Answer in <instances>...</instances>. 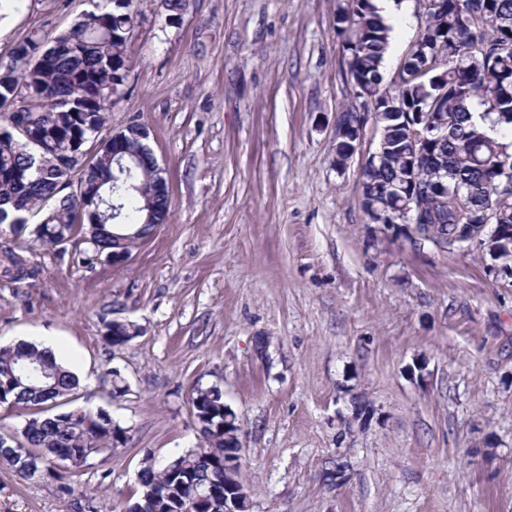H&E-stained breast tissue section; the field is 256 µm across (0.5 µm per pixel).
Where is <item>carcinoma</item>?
<instances>
[{"instance_id": "cac0c4a2", "label": "carcinoma", "mask_w": 512, "mask_h": 512, "mask_svg": "<svg viewBox=\"0 0 512 512\" xmlns=\"http://www.w3.org/2000/svg\"><path fill=\"white\" fill-rule=\"evenodd\" d=\"M418 2L423 24L399 64L401 83L389 89L381 88V68L392 26L373 0H349L336 15L346 72L366 81L385 128L380 160L363 168L361 185L394 214L396 187L418 176L425 212L440 214L446 224H483L490 214L505 234L480 252L512 262V188L501 182L498 169L501 160L512 158V0H439L436 8L429 0ZM132 4L97 0L94 21L79 20L46 43L30 39L15 46L23 58L51 53L48 68L0 75V224L24 228L39 218L32 231L36 240L88 269L112 254V226L92 232L78 223L77 205L62 187L67 172L36 167V156L44 149L70 154L90 130L104 125L126 82L121 71ZM42 97L55 99L56 111H34ZM417 112L441 132L421 146L405 132ZM155 191L150 172L131 171L119 189L124 233L148 234L144 203ZM79 234L87 247L67 251ZM24 252L16 244L0 249L3 272L21 280L35 275L37 267ZM103 327L111 346L135 338L128 328L112 331L110 320ZM22 365L42 366L50 377L20 383ZM79 389L78 376L51 351L27 342L0 345V406L28 414L21 441L0 434V461L24 476L45 472L70 491L68 468L125 443L126 429L105 411L66 408ZM191 403L195 415L207 417L203 446L163 464L145 458L139 491L129 504L133 512H215L216 501L224 499V453L234 451L224 440V397L197 383Z\"/></svg>"}]
</instances>
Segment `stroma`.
<instances>
[{"label":"stroma","instance_id":"35a3bbf8","mask_svg":"<svg viewBox=\"0 0 512 512\" xmlns=\"http://www.w3.org/2000/svg\"><path fill=\"white\" fill-rule=\"evenodd\" d=\"M345 0H134L127 81L104 135L136 121L166 170L169 220L122 267L71 265L30 230L38 274H0V344L48 332L77 405L129 440L55 478L0 465V512H124L145 457L198 446L195 383L218 384L243 440L249 512H512V283L481 252L384 235L361 207L365 137L336 165L355 102ZM90 0H5L0 62ZM134 322L115 348L103 319ZM127 390L110 394L112 371ZM376 414L344 433L351 399ZM348 482L326 484L331 461Z\"/></svg>","mask_w":512,"mask_h":512}]
</instances>
